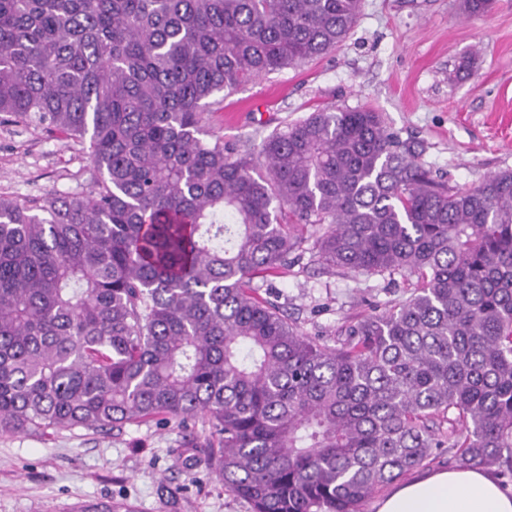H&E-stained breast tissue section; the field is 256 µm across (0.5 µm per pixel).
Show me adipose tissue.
<instances>
[{"mask_svg":"<svg viewBox=\"0 0 512 512\" xmlns=\"http://www.w3.org/2000/svg\"><path fill=\"white\" fill-rule=\"evenodd\" d=\"M377 512H512V491L481 467L459 465L395 483Z\"/></svg>","mask_w":512,"mask_h":512,"instance_id":"1","label":"adipose tissue"}]
</instances>
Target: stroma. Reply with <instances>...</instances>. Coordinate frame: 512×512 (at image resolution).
I'll return each instance as SVG.
<instances>
[{"label":"stroma","mask_w":512,"mask_h":512,"mask_svg":"<svg viewBox=\"0 0 512 512\" xmlns=\"http://www.w3.org/2000/svg\"><path fill=\"white\" fill-rule=\"evenodd\" d=\"M367 106L448 186L512 168V0L466 17L459 0H363L345 43L327 56L240 87L210 121L226 142L330 108ZM85 146L23 123L0 121V196L33 201L89 190ZM406 282L331 272L305 256L264 284L301 330L334 344L353 318L385 311ZM175 425L130 424L100 434L0 432V512H73L76 503L124 500L134 512H251L214 471L193 464Z\"/></svg>","instance_id":"stroma-1"}]
</instances>
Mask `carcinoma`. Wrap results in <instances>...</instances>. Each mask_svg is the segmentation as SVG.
<instances>
[{
    "instance_id": "1",
    "label": "carcinoma",
    "mask_w": 512,
    "mask_h": 512,
    "mask_svg": "<svg viewBox=\"0 0 512 512\" xmlns=\"http://www.w3.org/2000/svg\"><path fill=\"white\" fill-rule=\"evenodd\" d=\"M360 12L0 0V115L89 144L96 173L0 197L1 433L172 423L252 512H363L438 448L512 461V169L450 189L367 107L209 130L221 93L330 53ZM311 228L327 269L415 279L334 346L255 285Z\"/></svg>"
}]
</instances>
